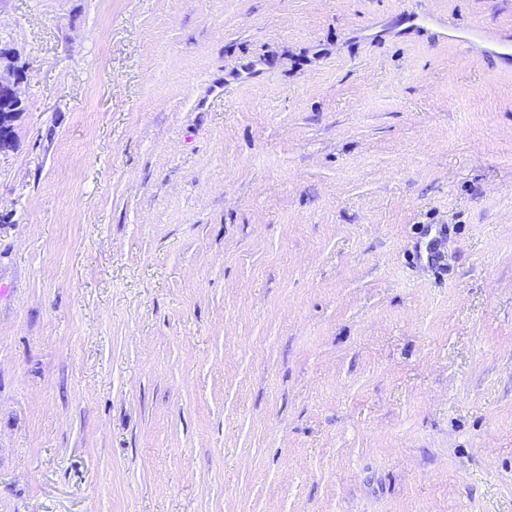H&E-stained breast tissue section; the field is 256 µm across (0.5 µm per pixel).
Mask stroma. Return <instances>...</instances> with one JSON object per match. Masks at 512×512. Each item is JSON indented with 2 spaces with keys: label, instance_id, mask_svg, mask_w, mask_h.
Instances as JSON below:
<instances>
[{
  "label": "stroma",
  "instance_id": "obj_1",
  "mask_svg": "<svg viewBox=\"0 0 512 512\" xmlns=\"http://www.w3.org/2000/svg\"><path fill=\"white\" fill-rule=\"evenodd\" d=\"M512 0H0V512H512ZM16 63L14 52L0 42V153L10 146L12 122L24 105L19 91L24 72Z\"/></svg>",
  "mask_w": 512,
  "mask_h": 512
}]
</instances>
